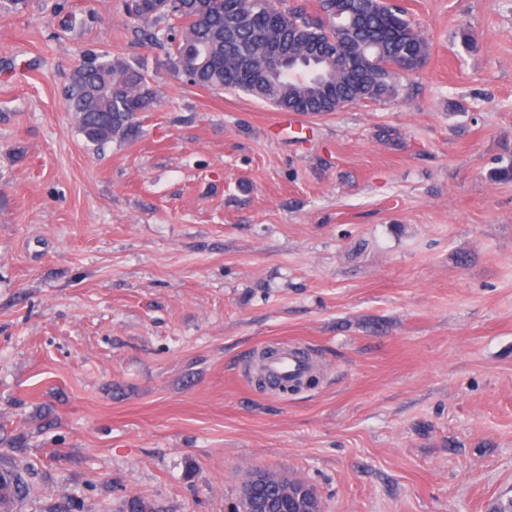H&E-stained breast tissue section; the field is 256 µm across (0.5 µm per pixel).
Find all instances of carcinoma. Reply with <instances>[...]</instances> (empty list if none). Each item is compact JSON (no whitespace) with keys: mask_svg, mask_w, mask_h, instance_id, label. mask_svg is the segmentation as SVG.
Segmentation results:
<instances>
[{"mask_svg":"<svg viewBox=\"0 0 512 512\" xmlns=\"http://www.w3.org/2000/svg\"><path fill=\"white\" fill-rule=\"evenodd\" d=\"M125 12L150 42L168 46L175 71L209 90H236L280 110L310 114L397 98L402 73L419 72L430 47L386 0H318L310 13L274 0H142ZM156 92L120 56L86 50L65 92L85 140L102 147L138 132Z\"/></svg>","mask_w":512,"mask_h":512,"instance_id":"obj_1","label":"carcinoma"}]
</instances>
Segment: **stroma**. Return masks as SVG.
<instances>
[{
    "mask_svg": "<svg viewBox=\"0 0 512 512\" xmlns=\"http://www.w3.org/2000/svg\"><path fill=\"white\" fill-rule=\"evenodd\" d=\"M396 3L424 68L321 115L187 83L123 0L0 6L18 512H230L251 469L308 482L323 512L512 502V183L489 179L512 159V0ZM88 48L158 90L135 138L94 147L67 110ZM272 344L304 349L317 385L252 387Z\"/></svg>",
    "mask_w": 512,
    "mask_h": 512,
    "instance_id": "35a3bbf8",
    "label": "stroma"
}]
</instances>
